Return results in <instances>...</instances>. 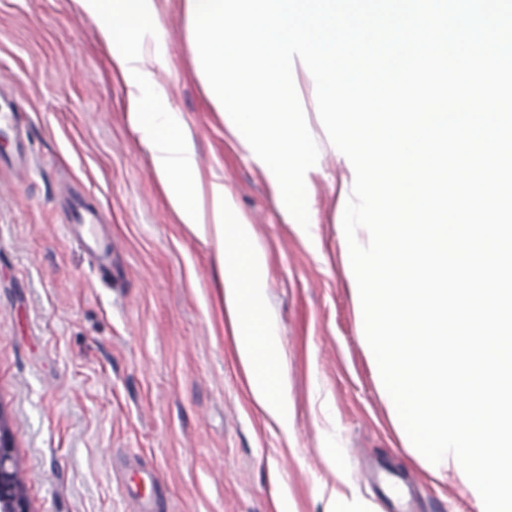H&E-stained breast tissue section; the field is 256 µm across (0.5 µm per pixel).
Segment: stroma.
Here are the masks:
<instances>
[{
  "mask_svg": "<svg viewBox=\"0 0 512 512\" xmlns=\"http://www.w3.org/2000/svg\"><path fill=\"white\" fill-rule=\"evenodd\" d=\"M158 6L156 79L266 257L292 428L250 395L213 248L168 207L93 20L77 0H0V113L22 116L32 159L24 180L0 166V413L32 512H130L123 460L154 469L166 512H478L408 454L380 394L342 228L353 178L308 71L305 230L211 103L185 0ZM69 184L108 217L111 271L59 221Z\"/></svg>",
  "mask_w": 512,
  "mask_h": 512,
  "instance_id": "stroma-1",
  "label": "stroma"
}]
</instances>
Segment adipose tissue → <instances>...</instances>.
Here are the masks:
<instances>
[{
	"instance_id": "adipose-tissue-1",
	"label": "adipose tissue",
	"mask_w": 512,
	"mask_h": 512,
	"mask_svg": "<svg viewBox=\"0 0 512 512\" xmlns=\"http://www.w3.org/2000/svg\"><path fill=\"white\" fill-rule=\"evenodd\" d=\"M77 2L95 21L112 68L127 88L129 121L148 149L170 209L196 237L215 247L231 334L251 396L283 430H290L279 335L263 309L266 259L223 180L200 169L190 127L156 80L155 69L165 57L157 37V0Z\"/></svg>"
}]
</instances>
